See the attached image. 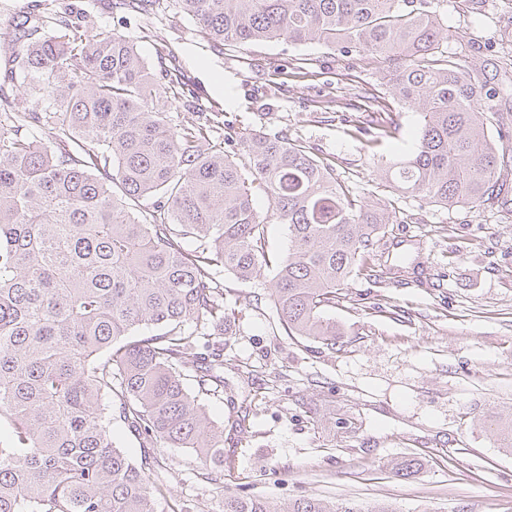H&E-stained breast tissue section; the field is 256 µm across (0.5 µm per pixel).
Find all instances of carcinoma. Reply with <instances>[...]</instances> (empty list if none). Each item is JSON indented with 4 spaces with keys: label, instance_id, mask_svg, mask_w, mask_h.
I'll return each instance as SVG.
<instances>
[{
    "label": "carcinoma",
    "instance_id": "carcinoma-1",
    "mask_svg": "<svg viewBox=\"0 0 512 512\" xmlns=\"http://www.w3.org/2000/svg\"><path fill=\"white\" fill-rule=\"evenodd\" d=\"M177 3L215 48L316 42L382 57L389 95L422 121L412 153L383 170L390 188L444 207L494 193L499 146L482 89L439 50L440 0ZM18 34L0 82V424L11 429L0 512H155L149 462L114 445L104 398L150 447L186 448L224 471V431L199 400L224 388V273H272L282 324L332 347L326 309L396 209L283 134L203 109L173 119L172 87L192 94L181 71L149 67L118 32L87 31L75 7L27 16ZM29 96L48 107L29 110ZM45 128L58 150L38 141ZM271 221L288 225L284 256L268 248ZM149 326L160 332L131 339ZM200 336L217 337L216 350L188 357ZM223 512L396 509L226 494Z\"/></svg>",
    "mask_w": 512,
    "mask_h": 512
}]
</instances>
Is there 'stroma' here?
Listing matches in <instances>:
<instances>
[{
	"label": "stroma",
	"instance_id": "35a3bbf8",
	"mask_svg": "<svg viewBox=\"0 0 512 512\" xmlns=\"http://www.w3.org/2000/svg\"><path fill=\"white\" fill-rule=\"evenodd\" d=\"M71 1L92 30L130 38L151 67L181 69L195 95L171 97L174 115L194 105L286 134L331 159L339 179L388 197L377 167L404 156L418 113L386 98L392 128L374 140L315 118L329 100L338 113H361L366 93L384 95L389 68L378 56L283 42L218 52L178 8L146 16L119 0H0V49L23 15ZM439 11L449 56L488 91L481 106L499 143L498 194L475 207L396 198L397 215L410 221L387 225L374 252L411 240L415 270L401 282L351 277L326 311L338 330L332 348L287 335L269 277L225 275L233 323L224 391L205 401L224 428L221 484L191 451L144 449L112 417L116 446L133 461L150 459L162 489L156 512H221L227 491L273 504L305 496L397 512H512V453L495 432L512 421V0H442ZM403 456L420 463L408 479L390 467Z\"/></svg>",
	"mask_w": 512,
	"mask_h": 512
}]
</instances>
